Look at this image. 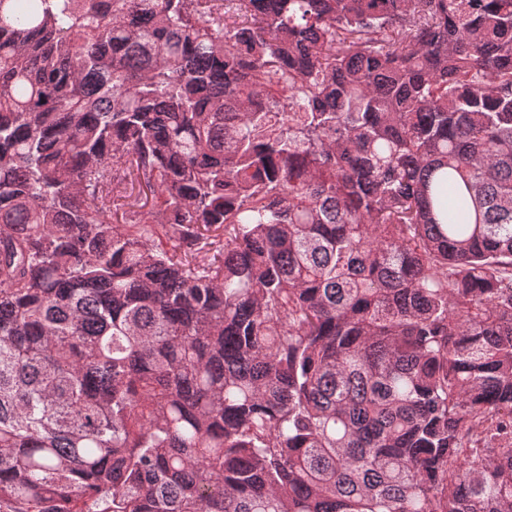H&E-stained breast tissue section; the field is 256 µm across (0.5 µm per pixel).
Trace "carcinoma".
<instances>
[{
    "label": "carcinoma",
    "mask_w": 512,
    "mask_h": 512,
    "mask_svg": "<svg viewBox=\"0 0 512 512\" xmlns=\"http://www.w3.org/2000/svg\"><path fill=\"white\" fill-rule=\"evenodd\" d=\"M0 512H512V0H0Z\"/></svg>",
    "instance_id": "carcinoma-1"
}]
</instances>
